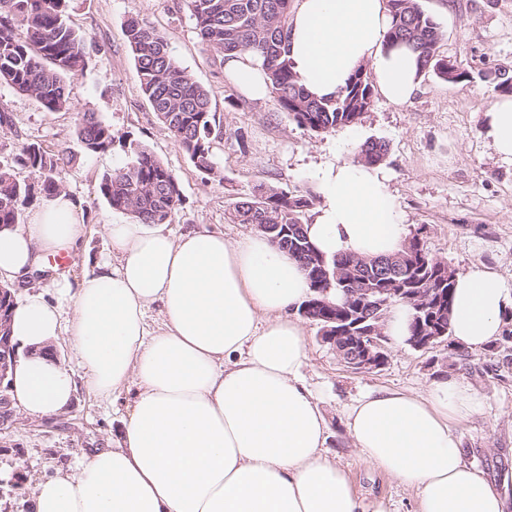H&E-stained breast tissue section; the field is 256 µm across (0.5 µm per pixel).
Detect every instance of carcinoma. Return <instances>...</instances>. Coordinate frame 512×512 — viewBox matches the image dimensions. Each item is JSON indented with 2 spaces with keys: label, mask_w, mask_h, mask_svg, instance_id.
Listing matches in <instances>:
<instances>
[{
  "label": "carcinoma",
  "mask_w": 512,
  "mask_h": 512,
  "mask_svg": "<svg viewBox=\"0 0 512 512\" xmlns=\"http://www.w3.org/2000/svg\"><path fill=\"white\" fill-rule=\"evenodd\" d=\"M198 36L206 49L221 57L251 53L262 59L271 94L280 109L300 127L325 133L358 123L371 109L373 84L359 67L336 97L315 100L308 96L287 58L293 0H188ZM392 19L387 45L408 44L417 53L420 70L448 76V60L439 55L442 33L418 0H387ZM125 37L142 93L160 122L181 145L200 172L211 174V141L216 132L210 91L197 83L172 53L166 36L149 22L131 19ZM87 41L67 21L65 0H0V82L34 99L48 112L72 109L68 91L72 76L87 63ZM77 137L88 155L112 147L111 126L92 113H82ZM132 161L102 174L100 196L114 210L142 224H163L182 202L177 177L153 153L130 144ZM387 153L385 143L369 141L360 148L361 161L376 165ZM76 161L65 149L49 151L36 142L22 144L12 160L0 159V228L19 223L22 209L34 201L54 198L65 191L63 170ZM32 175L17 178L15 168ZM315 197L294 188L263 183L253 194L233 203L237 224H266L270 241L299 262L308 280L307 301L320 289H337L343 281L355 288H381L383 275L400 288H424L446 305L444 327H449L456 272L445 274V263L435 261L422 238L409 236L402 249L389 257L366 258L351 254L326 257L303 231L302 217ZM304 317L324 329L343 320L341 310L319 307Z\"/></svg>",
  "instance_id": "carcinoma-1"
}]
</instances>
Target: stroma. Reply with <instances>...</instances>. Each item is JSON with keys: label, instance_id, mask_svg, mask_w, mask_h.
Wrapping results in <instances>:
<instances>
[{"label": "stroma", "instance_id": "obj_1", "mask_svg": "<svg viewBox=\"0 0 512 512\" xmlns=\"http://www.w3.org/2000/svg\"><path fill=\"white\" fill-rule=\"evenodd\" d=\"M420 3L442 32L440 55L466 71V80L451 83L426 73L403 104L374 93L371 109L352 130L360 142L386 144L382 166L389 190L432 256L460 273L472 264H486L512 286V162L501 159L482 135L485 114L501 97L494 73L512 68V0ZM65 10L70 25L88 41L86 67L69 81L75 107L46 112L0 83V106L12 113L16 125L12 131L0 130V157H11L24 139L50 150H78L75 130L81 112L95 113L111 126V149L81 157L63 176L67 193L82 208V254L74 275L115 258L103 227L128 216L101 198L98 182L104 172L131 161L129 143L153 153L179 180L182 203L167 218V231L178 236L207 228L232 242L256 232L230 219L233 203L250 196L256 185L272 183L315 196L319 189L312 173L317 166L339 157L358 160V147L345 143V128L326 133L303 129L274 98L229 106L228 96L240 90L215 53L202 46L187 0H66ZM133 18L165 33L181 66L209 89L220 125L211 144L214 174L195 170L143 95L124 35ZM17 130L22 133L18 139L13 136ZM304 328L302 374L328 422V455L344 469L358 498L382 500L386 512L419 509L414 488L367 466L352 447L344 427L346 405L368 390L419 391L432 380L452 376L470 385L482 404L480 413L457 428L464 460L501 489L512 512V349L473 352L466 364L452 367L447 346L418 351L394 343L381 369L356 373L322 340L318 325L308 321ZM128 399L124 393L111 402L82 387L54 422L18 412L12 425L0 428V512H25L40 480L74 468L87 453L110 444Z\"/></svg>", "mask_w": 512, "mask_h": 512}]
</instances>
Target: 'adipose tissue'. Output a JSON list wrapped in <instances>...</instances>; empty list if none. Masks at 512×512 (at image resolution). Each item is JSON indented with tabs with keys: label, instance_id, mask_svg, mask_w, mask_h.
I'll use <instances>...</instances> for the list:
<instances>
[{
	"label": "adipose tissue",
	"instance_id": "1",
	"mask_svg": "<svg viewBox=\"0 0 512 512\" xmlns=\"http://www.w3.org/2000/svg\"><path fill=\"white\" fill-rule=\"evenodd\" d=\"M390 25L384 0H294L292 70L311 95L328 98L367 65L381 94L405 103L421 75L408 46L387 47ZM224 72L250 99L269 93L257 56L228 59ZM482 134L512 161V98L496 101ZM314 176L322 200L305 231L322 254L399 250L409 226L382 167L339 160ZM80 213L64 192L0 229L1 281L48 275L13 308L8 394L28 414L58 416L82 384L105 399L136 391L118 439L38 482L29 512H386L382 501L356 497L325 453L327 422L301 373L305 333L291 317L309 285L286 251L260 233L236 243L207 229L175 238L130 220L104 227L118 263L80 277L50 272V258L78 257ZM153 304L162 316L154 329ZM511 309L512 287L472 264L456 277L449 334L484 349ZM63 336L83 377L38 353ZM480 407L469 386L442 378L421 392L362 394L345 427L365 462L418 490L420 512H505L455 433Z\"/></svg>",
	"mask_w": 512,
	"mask_h": 512
}]
</instances>
